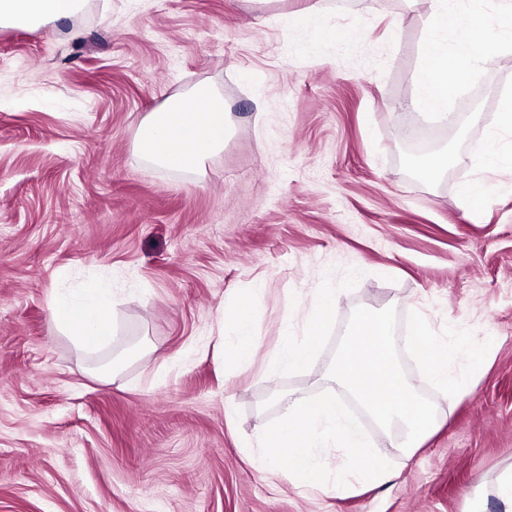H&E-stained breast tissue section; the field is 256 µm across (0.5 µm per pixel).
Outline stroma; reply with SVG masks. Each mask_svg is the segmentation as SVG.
Segmentation results:
<instances>
[{"label":"stroma","instance_id":"obj_1","mask_svg":"<svg viewBox=\"0 0 512 512\" xmlns=\"http://www.w3.org/2000/svg\"><path fill=\"white\" fill-rule=\"evenodd\" d=\"M85 0L73 18L0 28V512H504L512 471V171L472 155L512 95V50L453 99L452 121L405 109L426 0ZM292 13L290 24L276 21ZM397 29H388L390 18ZM207 81L233 133L206 171L155 167L136 129ZM454 159L433 182L408 163ZM495 183L468 215L458 187ZM112 288L110 342L78 346L48 300ZM339 304L301 370L265 378L302 339L320 289ZM249 364L217 344L252 291ZM419 311L491 339L447 423L396 476L326 494L262 471L256 435L279 397L330 386L356 307ZM120 376L97 367L119 353Z\"/></svg>","mask_w":512,"mask_h":512}]
</instances>
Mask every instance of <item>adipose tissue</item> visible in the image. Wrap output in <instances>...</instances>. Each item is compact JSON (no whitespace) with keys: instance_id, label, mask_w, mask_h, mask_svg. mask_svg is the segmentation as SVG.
I'll list each match as a JSON object with an SVG mask.
<instances>
[{"instance_id":"1","label":"adipose tissue","mask_w":512,"mask_h":512,"mask_svg":"<svg viewBox=\"0 0 512 512\" xmlns=\"http://www.w3.org/2000/svg\"><path fill=\"white\" fill-rule=\"evenodd\" d=\"M425 36L420 47L421 65L414 79L413 110L446 115L459 87L480 77L496 57L512 48V0H501L490 18L458 6L456 0H428ZM82 0H0V27H32L68 19L80 10ZM494 32L489 43L472 38L475 28ZM231 128L222 92L208 82L169 97L141 121L136 150L152 165L197 171L221 153ZM336 291L322 289L317 295L301 341H283L272 357L269 371L305 368L314 355V338L336 310ZM49 317L84 347H93L112 334L110 291L94 288L81 295L54 297Z\"/></svg>"}]
</instances>
